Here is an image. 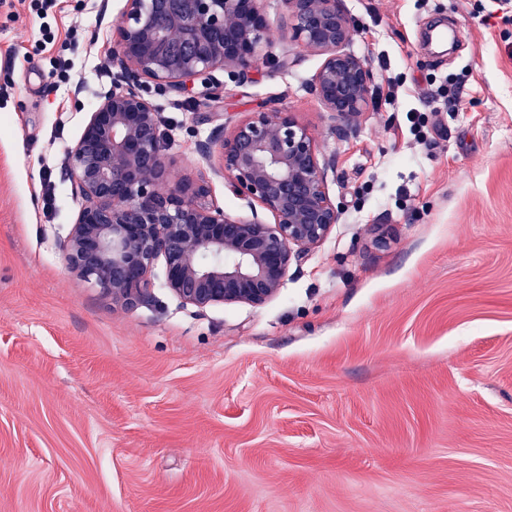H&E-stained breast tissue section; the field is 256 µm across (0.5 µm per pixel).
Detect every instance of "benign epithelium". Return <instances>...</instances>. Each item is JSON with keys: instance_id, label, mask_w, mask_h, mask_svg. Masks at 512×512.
<instances>
[{"instance_id": "obj_1", "label": "benign epithelium", "mask_w": 512, "mask_h": 512, "mask_svg": "<svg viewBox=\"0 0 512 512\" xmlns=\"http://www.w3.org/2000/svg\"><path fill=\"white\" fill-rule=\"evenodd\" d=\"M283 4L289 40L323 56L313 78L318 99L344 128H356L371 74L346 50L352 27L340 0ZM267 32L261 0H126L112 93L68 153L78 211L62 244L67 267L122 306L154 302L160 262L165 287L185 305H264L291 264L340 223L330 163L308 129L276 107L229 119L196 146L203 159L218 158L233 193L272 221L228 216L203 179L168 182L160 115L141 94L144 83L180 93L216 71L241 82L259 63Z\"/></svg>"}]
</instances>
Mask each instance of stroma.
<instances>
[{"label": "stroma", "mask_w": 512, "mask_h": 512, "mask_svg": "<svg viewBox=\"0 0 512 512\" xmlns=\"http://www.w3.org/2000/svg\"><path fill=\"white\" fill-rule=\"evenodd\" d=\"M124 6L59 0L38 52L30 0H0V512H512V16L343 0L373 76L346 133L281 0L247 80L146 83L170 183L250 216L196 144L277 107L330 159L343 217L265 305L160 283L128 309L61 250Z\"/></svg>", "instance_id": "stroma-1"}]
</instances>
